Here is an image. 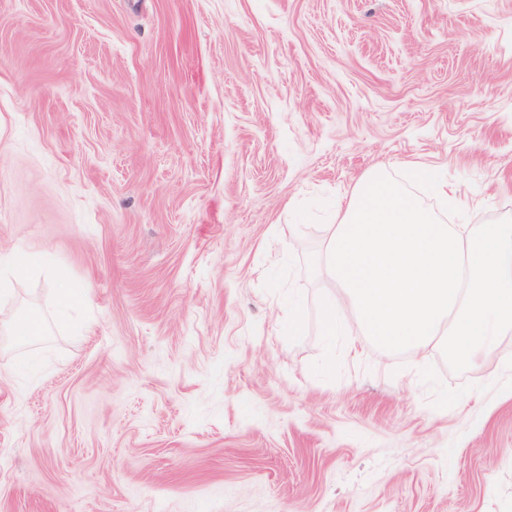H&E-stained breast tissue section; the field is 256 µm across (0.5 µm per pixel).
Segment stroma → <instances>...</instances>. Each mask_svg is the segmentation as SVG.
Here are the masks:
<instances>
[{
    "label": "stroma",
    "instance_id": "stroma-1",
    "mask_svg": "<svg viewBox=\"0 0 512 512\" xmlns=\"http://www.w3.org/2000/svg\"><path fill=\"white\" fill-rule=\"evenodd\" d=\"M374 167L512 216V0H0V512H512V334L313 371ZM418 177L431 187L436 188L442 196L448 198L458 209L465 210L471 206L467 198H463L455 187L438 183L434 172L429 167L421 168L418 171ZM43 331L42 322L34 317H24L16 320L11 328L10 335L18 341H25L35 336H40Z\"/></svg>",
    "mask_w": 512,
    "mask_h": 512
}]
</instances>
